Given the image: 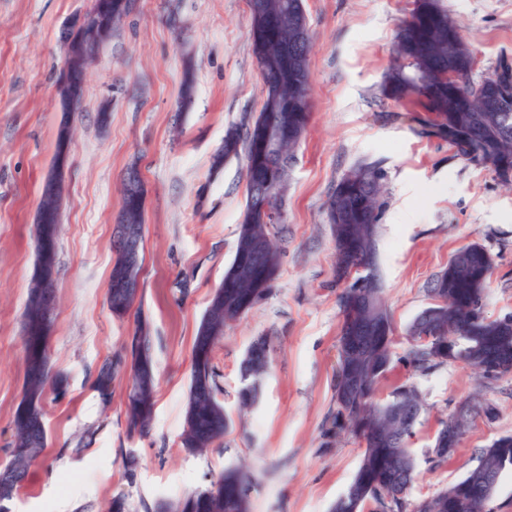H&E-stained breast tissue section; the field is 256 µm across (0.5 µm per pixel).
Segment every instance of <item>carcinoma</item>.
<instances>
[{
    "mask_svg": "<svg viewBox=\"0 0 512 512\" xmlns=\"http://www.w3.org/2000/svg\"><path fill=\"white\" fill-rule=\"evenodd\" d=\"M258 9L250 10L252 53L261 70L265 96L258 116L246 127L230 126L224 145L214 157L220 168L230 157L244 154L247 161V194L243 219L238 227L234 253L256 240L268 244L255 275L224 278L234 287L219 286L209 302L210 315L225 327L241 320L268 293L280 265L274 230L284 222L265 220L266 212L280 209L278 198L260 196L252 181L259 163L272 165L282 181L295 159L311 116V99L297 101V84L310 78L312 41L298 44L299 33L309 29L305 0H248ZM411 15L397 28L393 61L381 84V95L411 106L414 134L448 141L454 156L465 159L475 142L485 134L499 137L500 153L512 165V112L472 111L473 90L495 79L512 78V65L501 62L493 72L474 78V57L462 29L448 11L444 0H415ZM385 173L381 162L353 166L337 181L327 208L336 243V282L345 284L339 295L342 313L340 336L358 338L356 348L338 345L335 380L336 432L347 431L359 440V467L346 491L337 498L331 512H487L492 498L484 483L490 472L512 468V445L502 450L499 440L481 450L477 463L459 480L440 492L409 499L416 478L415 458L408 441L422 410L416 388L402 384L379 397L380 383L393 360V324L376 273V237L383 205ZM63 183L47 179L41 200L59 203ZM59 209L41 216L34 225L36 251L48 252V269L57 274ZM134 226L144 229V201L133 208L122 204L114 235ZM494 255L479 243L458 248L428 288L432 304L418 315L407 331V359L419 371L448 364H462L494 376L512 373V316L500 319L471 316L485 302ZM138 288L120 295L108 289L110 309L122 305L129 313ZM54 319L29 305L22 321L25 372L23 396L13 414L14 441L9 465L16 481L0 485V499H13L23 488L28 468L47 447L43 399L47 389L64 394L67 382L52 373L49 343ZM224 337L208 334L202 320L194 338L190 361V385L181 433L182 446L202 453L224 438L229 420L217 399L220 374L213 353ZM268 362L267 343H255L251 355L241 364L246 385L239 392L243 409L253 406L258 382ZM132 373V385L125 405L126 432L130 437L146 436L153 420L156 378L151 327L137 318L125 353L105 359L97 369L93 388L104 401L112 397V381L123 367ZM455 420L440 421L432 448V461L444 463L455 449L442 444V434ZM251 473L244 467L224 470L211 484L175 501L161 505V512H250L248 498Z\"/></svg>",
    "mask_w": 512,
    "mask_h": 512,
    "instance_id": "1",
    "label": "carcinoma"
}]
</instances>
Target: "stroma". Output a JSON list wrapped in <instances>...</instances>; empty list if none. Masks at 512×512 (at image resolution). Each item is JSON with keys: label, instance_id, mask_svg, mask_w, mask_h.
<instances>
[{"label": "stroma", "instance_id": "obj_1", "mask_svg": "<svg viewBox=\"0 0 512 512\" xmlns=\"http://www.w3.org/2000/svg\"><path fill=\"white\" fill-rule=\"evenodd\" d=\"M477 60L476 75L512 62V0H445ZM91 0H0V463L9 460L13 413L23 391L22 314L35 265L34 224L56 153L61 117L57 73L64 27ZM313 49L312 114L289 171L278 275L266 297L224 331L214 352L218 396L231 420L213 448H182L190 356L199 322L234 253L244 210L246 160L214 168L224 132L253 121L263 83L249 39L247 0H137L90 62L71 152L58 236L57 308L50 344L63 395L44 401L48 447L35 460L11 512H156L247 465L250 512H330L362 449L332 429L341 314L335 242L326 210L337 181L362 161H380L384 207L378 274L394 325L395 356L382 393L408 383L425 410L410 448L411 498L463 477L482 448L512 435V374L461 365L429 372L406 359V331L431 303L428 288L461 246L495 257L486 313L512 315V189L487 169L454 158L446 142L416 136L407 106L382 98L398 21L409 0H306ZM194 97L180 109L185 75ZM137 165L145 189L144 241L135 303L151 325L158 387L152 428L125 427L129 370L110 401L93 388L100 364L120 351L135 318H115L107 292L116 258L113 226L122 180ZM270 361L256 404L240 411V364L259 338ZM475 410L451 459L429 460L438 423L463 403ZM493 417H485L484 406ZM139 460L127 476L123 458Z\"/></svg>", "mask_w": 512, "mask_h": 512}]
</instances>
